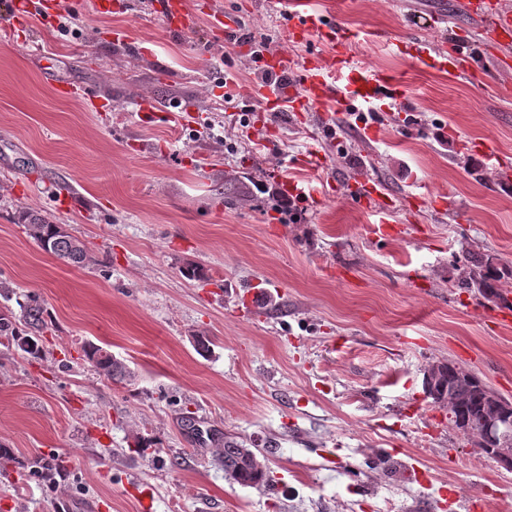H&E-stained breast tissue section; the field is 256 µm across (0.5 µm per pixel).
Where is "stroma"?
Returning <instances> with one entry per match:
<instances>
[{"label": "stroma", "instance_id": "stroma-1", "mask_svg": "<svg viewBox=\"0 0 512 512\" xmlns=\"http://www.w3.org/2000/svg\"><path fill=\"white\" fill-rule=\"evenodd\" d=\"M34 2L23 17L0 0V308L19 318L36 296L46 323L42 358L0 345V445L14 457L0 512L512 506V471L423 388L427 365L450 362L512 399V326L456 285L468 254L512 266V47L482 41L464 0H184L185 33L152 0ZM213 3L240 41L213 27ZM302 11L401 86L367 115L375 139L355 140L349 112H271L249 95L260 45L287 49L297 71L332 53L316 37L284 43ZM421 42L433 55L468 44L482 78L430 67ZM358 175L385 201L352 199ZM257 179L303 187L301 223H279ZM25 211L65 225L91 262L42 250ZM88 342L133 381L97 373ZM228 436L261 449L270 487L225 478ZM37 460L50 478L32 474Z\"/></svg>", "mask_w": 512, "mask_h": 512}]
</instances>
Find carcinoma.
Instances as JSON below:
<instances>
[{
  "label": "carcinoma",
  "mask_w": 512,
  "mask_h": 512,
  "mask_svg": "<svg viewBox=\"0 0 512 512\" xmlns=\"http://www.w3.org/2000/svg\"><path fill=\"white\" fill-rule=\"evenodd\" d=\"M22 220L27 223L30 235L43 250L64 261L68 265L81 267L90 261L86 245L76 236L63 235L54 225L36 214H24ZM458 286L475 288L485 296H494L507 301L497 288L496 279L501 277L497 271L482 273L469 265L457 268ZM44 311L38 298L30 300L22 319L17 320L10 311L0 313V336L13 341L24 353L36 358L42 355L43 345L40 332L44 325ZM86 360L104 376L125 381L132 378L130 368L122 361L112 357L108 350L93 342L84 346ZM493 394L481 378L453 364H441L439 380L436 385V398L440 405L448 409V420L455 428L460 422L468 427H476L483 416L487 398ZM220 455L224 459V476L245 487H268L272 483L270 470L261 459L258 448H248L230 436L224 437V448Z\"/></svg>",
  "instance_id": "1"
}]
</instances>
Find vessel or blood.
Returning <instances> with one entry per match:
<instances>
[{
  "mask_svg": "<svg viewBox=\"0 0 512 512\" xmlns=\"http://www.w3.org/2000/svg\"><path fill=\"white\" fill-rule=\"evenodd\" d=\"M153 10L172 31L178 32L190 25L183 0H154ZM480 16L484 21L483 38L492 37L502 43L512 41V8L507 7L503 0H491ZM315 33L335 43L336 52L330 56H311L303 67L298 84L287 82L292 68L288 53L277 51L265 55L263 62L279 83L275 86L262 83L256 85L255 90L267 99L271 109L279 111L289 107L298 112L316 105L349 107L384 98L395 101L402 98L403 92L398 85L385 74L354 63L355 52L351 42L337 39L333 28L319 27L314 17L297 18L286 35L294 40H304ZM351 191L358 202L372 205L383 201L386 189L374 181L355 183Z\"/></svg>",
  "mask_w": 512,
  "mask_h": 512,
  "instance_id": "vessel-or-blood-1",
  "label": "vessel or blood"
}]
</instances>
